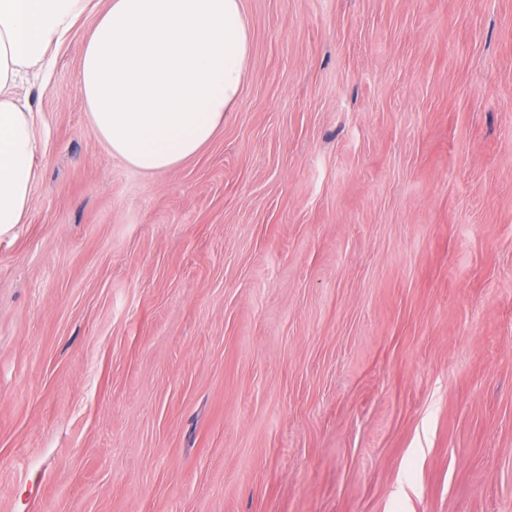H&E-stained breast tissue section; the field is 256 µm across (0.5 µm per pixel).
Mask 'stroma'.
Instances as JSON below:
<instances>
[{
    "instance_id": "stroma-1",
    "label": "stroma",
    "mask_w": 512,
    "mask_h": 512,
    "mask_svg": "<svg viewBox=\"0 0 512 512\" xmlns=\"http://www.w3.org/2000/svg\"><path fill=\"white\" fill-rule=\"evenodd\" d=\"M205 149L146 175L18 89L0 512H512V0H243Z\"/></svg>"
}]
</instances>
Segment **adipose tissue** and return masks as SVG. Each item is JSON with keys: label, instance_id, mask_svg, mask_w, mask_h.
Returning a JSON list of instances; mask_svg holds the SVG:
<instances>
[{"label": "adipose tissue", "instance_id": "adipose-tissue-1", "mask_svg": "<svg viewBox=\"0 0 512 512\" xmlns=\"http://www.w3.org/2000/svg\"><path fill=\"white\" fill-rule=\"evenodd\" d=\"M91 0H0V234L26 223L37 171L34 115L16 95ZM242 0H108L77 90L112 155L163 173L197 155L237 103L250 58Z\"/></svg>", "mask_w": 512, "mask_h": 512}]
</instances>
